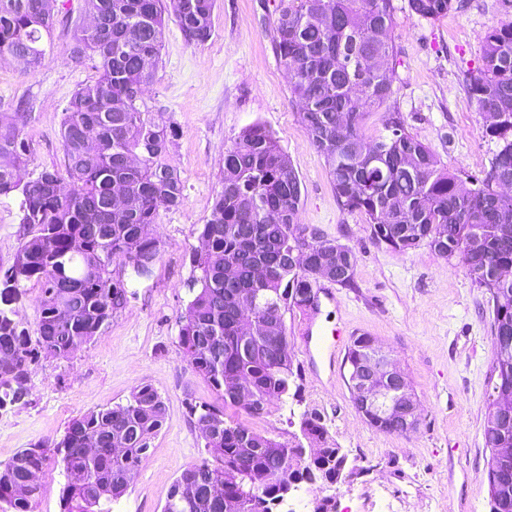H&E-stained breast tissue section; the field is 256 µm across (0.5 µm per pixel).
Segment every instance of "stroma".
<instances>
[{
    "label": "stroma",
    "instance_id": "1",
    "mask_svg": "<svg viewBox=\"0 0 512 512\" xmlns=\"http://www.w3.org/2000/svg\"><path fill=\"white\" fill-rule=\"evenodd\" d=\"M41 67L0 56V112L24 107L32 153L22 180L64 169L60 129L73 93L94 80L90 66L70 61L72 35L86 24L83 0H67ZM280 0H216L211 38L188 44L175 21L164 30L155 78L144 107L173 121L178 135L169 158L184 183L181 205L160 209L149 232L159 258L150 277L126 270V306L69 359L42 358L29 368L24 402L0 410V462L33 445L60 440L69 421L126 402L133 389L152 384L166 416L147 455L112 512H162L173 481L205 457L204 440L187 399L219 404L209 383L183 357L180 316L199 269L191 250L221 189L224 152L245 126L261 123L288 154L302 182L301 223L319 228L355 256V285H332L334 302L322 305L323 341L336 329L368 334L390 350L416 394L421 422L407 435L372 427L359 413L344 378L345 347L327 353L306 344L304 310L285 313L288 350L300 377L299 400L269 406L249 426L280 442L299 433L303 411L322 417L328 436L357 465L350 481L314 494L298 491L290 506L308 512L311 498L335 495L339 512H491L483 441L494 358L492 304L463 269L420 247L399 253L376 245L364 214L341 207L323 157L299 120L301 107L273 36ZM391 32L395 70L390 98L369 109L362 132L372 140L399 114L409 132L428 145L441 166L463 180L483 177L497 151L485 137V116L466 77L482 66L486 31L512 21L504 0H467L462 11L437 19L413 15L408 0H394ZM20 201L0 200V270L9 267L23 237Z\"/></svg>",
    "mask_w": 512,
    "mask_h": 512
}]
</instances>
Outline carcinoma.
Here are the masks:
<instances>
[{
	"mask_svg": "<svg viewBox=\"0 0 512 512\" xmlns=\"http://www.w3.org/2000/svg\"><path fill=\"white\" fill-rule=\"evenodd\" d=\"M92 24L73 33L70 60L91 65L96 78L78 88L64 109L61 141L66 175L43 170L18 176L31 151L18 112H0V198L21 197L26 234L0 278V403L29 392V366L40 356L67 359L95 336V328L127 303L122 279L110 265L133 253L159 257L148 227L159 209L182 202L183 182L168 158L176 136L141 109L143 88L154 79L166 23L165 0H83ZM414 14L437 19L461 11L465 0H408ZM189 44L212 35L215 0L172 4ZM393 0H280L275 42L301 103L300 122L324 157L342 208L365 214L375 244L408 253L423 245L462 268L493 303L494 335L512 337V22L482 38V67L467 87L478 110L490 116L485 136L497 140L489 170L465 188L441 166L430 147L395 117L388 134L368 141L361 132L365 106H381L393 93ZM59 14L57 0H0V55L34 71L45 56ZM68 178L64 195L55 184ZM301 181L274 135L261 124L244 127L224 151L221 190L202 225L204 246L192 253L201 271L181 314L184 359L219 395L222 405L186 399L205 441L207 456L172 483L162 512H273L272 502L297 481L324 485L351 478L356 467L337 445H328L320 415L304 412L301 434L321 443L302 460L292 446L254 431L227 413L239 408L235 382H245L267 413L295 383L288 344L254 340L240 326L239 309L253 308L256 331L282 322L286 311L311 303L316 268L327 257L354 283L352 250L299 223ZM41 284L37 336L9 309L24 284ZM374 339L353 338L347 371L358 367ZM497 344L494 379L483 436L487 448H512V414L495 409L512 396V345ZM166 404L152 386H137L124 404L73 418L63 437L17 452L0 463V503L32 512L41 485L31 477L49 463L63 467V512H111L130 475L160 430ZM488 479L496 512H512V459L495 464Z\"/></svg>",
	"mask_w": 512,
	"mask_h": 512,
	"instance_id": "obj_1",
	"label": "carcinoma"
}]
</instances>
